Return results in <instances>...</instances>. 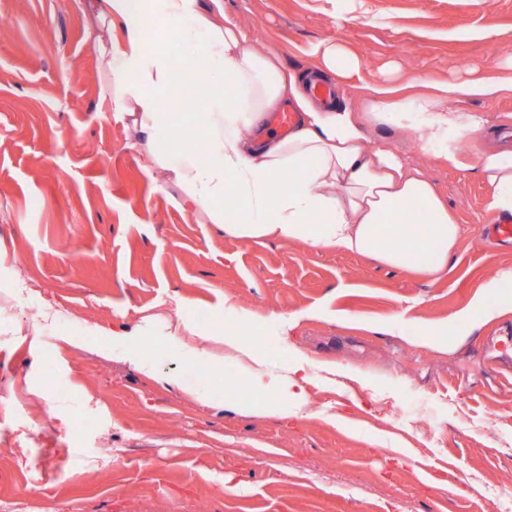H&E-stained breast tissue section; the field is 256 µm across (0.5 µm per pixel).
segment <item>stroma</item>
I'll use <instances>...</instances> for the list:
<instances>
[{
	"label": "stroma",
	"mask_w": 512,
	"mask_h": 512,
	"mask_svg": "<svg viewBox=\"0 0 512 512\" xmlns=\"http://www.w3.org/2000/svg\"><path fill=\"white\" fill-rule=\"evenodd\" d=\"M85 0H0V512H512V382L484 342L512 328L498 268L512 243L488 236L475 169L421 153L411 128L367 130L422 169L464 228L448 271L421 279L356 254L299 241H243L181 204L131 124L108 109L111 77L90 38ZM255 51L296 71L337 44L362 91L403 94L467 76L512 78V0H224ZM23 276L27 289L15 286ZM65 318L31 322L29 305ZM282 364L335 366L297 417L224 403L237 361L167 348L166 321L219 329L229 309ZM326 318H309V309ZM470 310L467 335L450 316ZM360 317L354 326L332 312ZM296 315L287 331L263 328ZM144 325L156 373L135 370L119 325ZM444 333V344L420 342Z\"/></svg>",
	"instance_id": "35a3bbf8"
}]
</instances>
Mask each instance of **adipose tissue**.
Listing matches in <instances>:
<instances>
[{
    "mask_svg": "<svg viewBox=\"0 0 512 512\" xmlns=\"http://www.w3.org/2000/svg\"><path fill=\"white\" fill-rule=\"evenodd\" d=\"M212 3L210 11L201 0L91 5L100 24L122 30L121 39L101 50L112 76L110 111L131 120L181 189L185 206L204 213L226 235L333 247L428 277L446 272L462 227L425 176L390 149L370 146L368 127L393 122L412 127L421 152L436 151L453 167L461 164L463 140L496 129L499 146L479 154L476 167L489 189L488 211L512 215V125L494 127L485 113L454 106L466 97L495 94L499 84L468 78L435 85L416 98L372 86L363 114L335 101L319 103L310 84L357 70V57L329 45L322 67L286 69L276 57L252 52L248 35L225 14L221 0ZM175 23L194 62L223 74L221 82L193 87L206 109L198 148L185 139L187 74L164 47ZM288 98L296 110L294 130L281 136L263 128L266 113ZM232 206L243 220L229 218ZM421 212L430 219L424 231L415 222ZM224 347L241 368L236 387L227 392L231 408L240 409L243 392L271 398V413L284 418L308 406L315 373L305 358L280 366L254 349L241 328L225 331Z\"/></svg>",
    "mask_w": 512,
    "mask_h": 512,
    "instance_id": "obj_1",
    "label": "adipose tissue"
}]
</instances>
